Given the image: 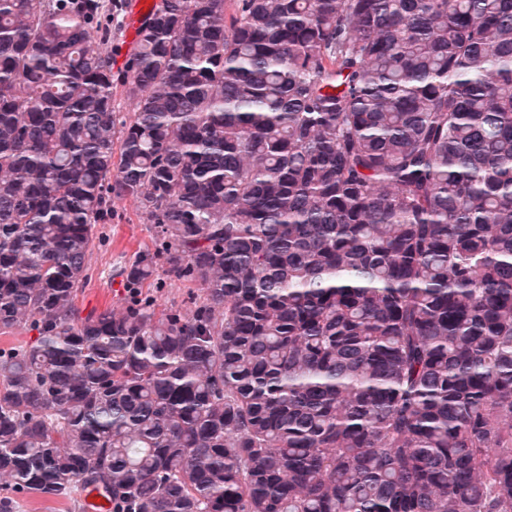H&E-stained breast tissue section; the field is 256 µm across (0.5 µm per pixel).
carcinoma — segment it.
<instances>
[{
    "label": "carcinoma",
    "mask_w": 512,
    "mask_h": 512,
    "mask_svg": "<svg viewBox=\"0 0 512 512\" xmlns=\"http://www.w3.org/2000/svg\"><path fill=\"white\" fill-rule=\"evenodd\" d=\"M0 0V477L111 512H512V0ZM135 100L115 112L112 88ZM132 197L190 314L80 316ZM156 2L154 0H128L127 2V44L126 52L133 47L138 28L154 12Z\"/></svg>",
    "instance_id": "cac0c4a2"
}]
</instances>
